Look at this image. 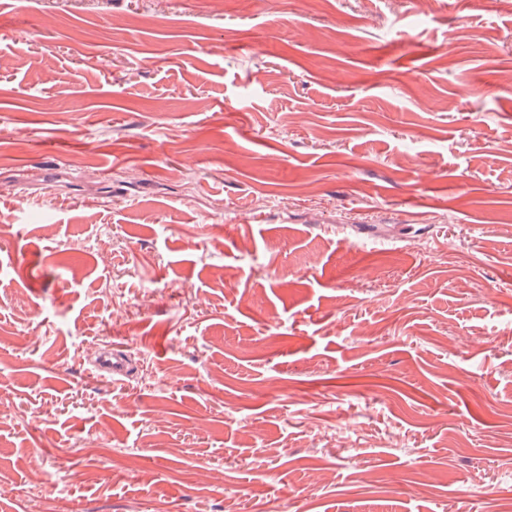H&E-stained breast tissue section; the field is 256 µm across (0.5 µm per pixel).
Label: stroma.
<instances>
[{"label": "stroma", "instance_id": "35a3bbf8", "mask_svg": "<svg viewBox=\"0 0 512 512\" xmlns=\"http://www.w3.org/2000/svg\"><path fill=\"white\" fill-rule=\"evenodd\" d=\"M510 75L512 0H0V512H512Z\"/></svg>", "mask_w": 512, "mask_h": 512}]
</instances>
